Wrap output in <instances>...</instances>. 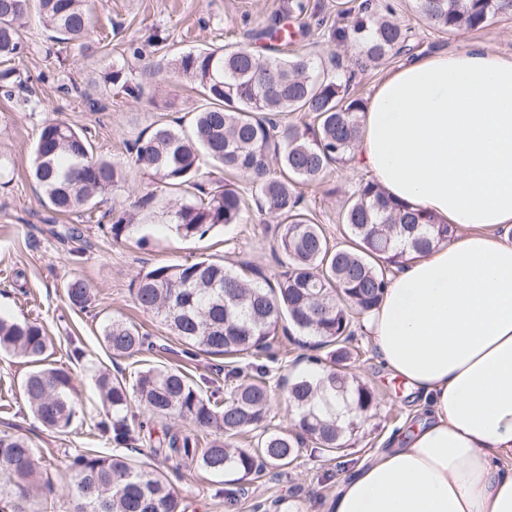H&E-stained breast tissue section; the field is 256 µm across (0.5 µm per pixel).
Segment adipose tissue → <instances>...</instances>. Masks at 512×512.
I'll list each match as a JSON object with an SVG mask.
<instances>
[{
	"label": "adipose tissue",
	"mask_w": 512,
	"mask_h": 512,
	"mask_svg": "<svg viewBox=\"0 0 512 512\" xmlns=\"http://www.w3.org/2000/svg\"><path fill=\"white\" fill-rule=\"evenodd\" d=\"M358 160L462 233L390 273L363 319L427 412L329 512H512V59L475 46L400 66L362 115Z\"/></svg>",
	"instance_id": "adipose-tissue-1"
}]
</instances>
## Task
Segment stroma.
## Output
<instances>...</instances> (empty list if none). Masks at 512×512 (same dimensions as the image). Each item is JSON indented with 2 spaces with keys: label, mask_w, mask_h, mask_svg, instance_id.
<instances>
[{
  "label": "stroma",
  "mask_w": 512,
  "mask_h": 512,
  "mask_svg": "<svg viewBox=\"0 0 512 512\" xmlns=\"http://www.w3.org/2000/svg\"><path fill=\"white\" fill-rule=\"evenodd\" d=\"M287 0H88L92 25L88 42L94 51L87 58L77 47L47 39L37 18H30L22 32L25 45L14 66L27 73L32 87L47 103L42 112H23L0 96V316L43 324L54 347L59 367L70 371L79 400V416L71 433L49 431L29 411L19 385L29 367L22 360L0 354V431L30 439L46 466L47 483L29 500L19 499L13 481L0 475V512H73L74 475L70 459L91 449L109 456L129 454L139 465L161 472L181 498L184 512H255L256 505L275 506L277 512H326L337 484L350 476L353 467L378 449L389 447L403 423L421 415L419 400L400 389L389 377L375 347L363 331H356L351 347V368L377 395L380 405L370 411L347 448L338 455H324L312 446L300 448L287 468L271 471L254 480L217 477L198 467H185L154 456L145 440H137L133 452H125L95 428L104 409L94 380L97 367L112 374L130 373L131 359L112 356L104 346L101 327L119 317L141 326L153 336L159 349L148 362L162 361L180 367L214 398H223L221 356L198 355L187 359L178 338L156 314L136 307L129 292L138 274L157 264L179 263L204 254L240 270L253 268L272 277L279 267L272 253L277 234L275 222L250 213L240 224L213 229L203 238L184 239L172 231L165 214L137 228L135 236L113 240L97 224L82 222L79 215H58L44 206L30 175L32 146L41 124L48 119L93 129L98 154L130 164L129 141L154 123L189 128L203 96L189 78L177 73L174 61L191 49L215 48L244 41L247 30L269 23ZM411 28L409 50L391 55L377 68L356 70L351 87L363 99H371L379 84L400 65L437 51L458 52L479 46L512 59V14L491 18L477 31L454 36L439 33L411 11L410 0H390ZM141 49L132 55L131 46ZM123 67L128 79L143 82L152 67L160 72L143 83L140 98L111 92L105 82L113 66ZM93 90L104 105L93 112L80 95ZM369 173L356 162L329 168L315 182L299 184L304 203L328 237L339 238L341 202L359 180ZM67 226L80 227L84 258L72 264L68 247L55 236ZM147 237L141 247L137 238ZM81 277L91 288L88 309L72 306L63 290L72 277ZM80 348V359L69 358Z\"/></svg>",
  "instance_id": "1"
}]
</instances>
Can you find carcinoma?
<instances>
[{"label":"carcinoma","instance_id":"1","mask_svg":"<svg viewBox=\"0 0 512 512\" xmlns=\"http://www.w3.org/2000/svg\"><path fill=\"white\" fill-rule=\"evenodd\" d=\"M416 12L432 28L448 34L481 29L498 15L512 13V0H413ZM29 0H0V61L24 51L21 28ZM38 20L62 42H76L83 53L91 26L85 0H38ZM409 27L394 17L390 6L380 13L364 0L353 10L341 7L329 26L339 46L360 48L357 64L367 67L398 51ZM261 48L243 43L197 49L175 60V69L200 88L205 103L195 113L191 133L163 122L138 133L132 141L133 166L162 187L181 193L166 203V215L178 235L203 237L217 226L240 224L247 206L245 193L234 182L208 186L201 161L246 179L257 211L280 230L274 253L281 271L276 286H263L213 258L199 256L182 264L152 267L131 288L134 303L162 318L174 335L200 353L227 359L252 358L254 374L234 367L224 374L229 388L224 400L205 396L179 368L164 364L137 368L129 376L95 375L104 418L96 428L117 446L147 432L155 454L196 464L217 475L257 479L269 469L291 464L299 445L309 440L320 451L346 447L347 437L365 414L378 405L374 391L345 371V343L355 324L376 307L388 284L387 274L407 262L404 237L423 254L450 239L454 228L433 215L400 202L375 181L361 180L344 200L343 241L330 243L321 225L304 210L296 191L300 182L316 180L333 165L345 164L361 138V113L366 106L338 73L319 67L307 52L288 53L292 34L275 18L251 35ZM107 82L138 98L143 85L123 79L112 68ZM0 93L22 111L43 104L28 81L10 68L0 72ZM286 112H305L307 121L282 122ZM277 169H272V166ZM31 174L43 203L54 212L87 209L101 194L127 183L130 170L93 152L88 131L60 120L41 124L31 161ZM158 204L147 192L130 208L106 216L112 238L127 237L147 223ZM64 236L75 243L70 260L80 261L82 231L71 226ZM68 301L79 308L90 304L91 288L81 277L64 284ZM300 332L315 338L314 346L334 345L331 363L321 372L283 378L295 411L294 432L269 427L271 387L267 355L278 333ZM103 342L112 355L133 358L150 344V335L135 324L112 319L102 327ZM0 352L17 356L31 370L21 384L32 414L46 427L66 434L77 417V399L70 372L52 363L46 331L36 321L0 317ZM136 402L151 419L179 418L220 438L200 447L199 435L167 424L153 438L149 422H128ZM262 429L256 444L243 448L239 436ZM40 456L32 442L0 433V472L16 476L17 494L30 492ZM76 512H183L181 501L159 473L122 456L92 452L76 454Z\"/></svg>","mask_w":512,"mask_h":512}]
</instances>
